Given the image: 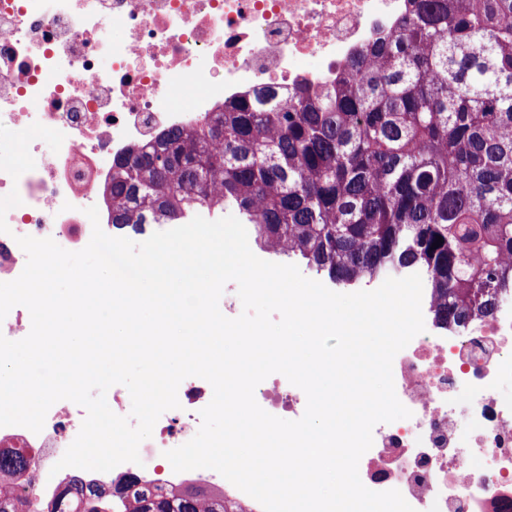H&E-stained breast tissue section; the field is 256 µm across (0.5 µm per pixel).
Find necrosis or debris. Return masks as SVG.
Masks as SVG:
<instances>
[{
	"mask_svg": "<svg viewBox=\"0 0 512 512\" xmlns=\"http://www.w3.org/2000/svg\"><path fill=\"white\" fill-rule=\"evenodd\" d=\"M408 9L407 0H0V124L20 131L38 122L64 135L56 153L34 140L36 166L19 179L0 171V197L15 190L22 200L0 233V282L26 265L17 237L82 250L92 235L91 206L111 232L104 189L113 164L131 150L245 95L267 91L277 107L288 89L335 80ZM114 27L122 33L116 41L108 35ZM424 323L392 366L411 416L374 427L360 479L374 491L399 490L415 512H512V303L455 331L429 317ZM212 396L206 380L184 379L179 408L164 412L140 444V463L95 471L92 479L191 480L248 501L214 470L177 472L165 463V451L195 436ZM255 399L291 420L307 403L282 377L259 383ZM85 416L65 400L50 407L41 432L0 427V448L25 453L24 477L40 497H55L75 476V468L56 464ZM462 423L469 430L463 449Z\"/></svg>",
	"mask_w": 512,
	"mask_h": 512,
	"instance_id": "necrosis-or-debris-1",
	"label": "necrosis or debris"
}]
</instances>
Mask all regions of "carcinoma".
Segmentation results:
<instances>
[{"label": "carcinoma", "mask_w": 512, "mask_h": 512, "mask_svg": "<svg viewBox=\"0 0 512 512\" xmlns=\"http://www.w3.org/2000/svg\"><path fill=\"white\" fill-rule=\"evenodd\" d=\"M409 4L323 90L241 99L117 161L112 228L232 209L259 249L336 285L419 272L441 329L493 317L512 297V0ZM26 467L0 452V512H241L141 476H74L48 503L20 488Z\"/></svg>", "instance_id": "cac0c4a2"}]
</instances>
